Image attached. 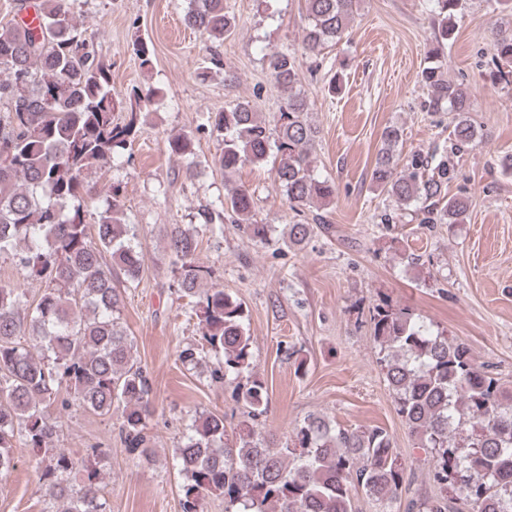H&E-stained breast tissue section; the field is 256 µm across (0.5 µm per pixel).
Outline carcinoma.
I'll list each match as a JSON object with an SVG mask.
<instances>
[{"label": "carcinoma", "instance_id": "1", "mask_svg": "<svg viewBox=\"0 0 512 512\" xmlns=\"http://www.w3.org/2000/svg\"><path fill=\"white\" fill-rule=\"evenodd\" d=\"M303 49L318 57L347 37L360 0H305ZM435 45L419 74L429 89L427 110L452 112L448 145L433 153L415 151L400 162L403 130L382 132L372 183L402 210L419 204L422 224H461L467 199L448 196L454 178L451 156L480 143L470 117L472 94L445 75L442 46L453 34L451 19L468 0H429ZM34 10L32 20L0 28V102L8 107L0 132V255L10 254L21 270L44 282L35 300L21 288L0 286V476L15 467L14 449L30 448L40 458V481L59 512H112L99 493V453L81 460L55 445L58 424L51 409L73 405L101 416L120 412L125 451L143 463L155 448L147 435L154 390L134 359V341L120 321L124 305L115 281L138 282L144 256L122 223L123 189L105 188L107 203L97 212L96 232L86 224L83 202L95 195L90 176L109 169L114 156L145 121L130 108L121 124L114 112L124 99L112 94V75L93 42L80 29L70 0H18L17 13ZM187 27L210 42V66L217 48L233 35L236 21L224 0H190ZM493 75L512 83V27L490 29ZM133 50L144 70L153 51L142 41ZM275 82L287 92L273 123L262 120L246 100L207 117L210 134L223 148L215 164L230 177L247 165L274 156V180L292 206L333 203L335 184L314 174L312 149L318 128L308 120L299 89L298 56H269ZM171 154H192L185 135L168 139ZM224 217L263 239L266 225L253 220L250 191L235 185L224 200ZM315 225H288V246L299 248ZM197 235L180 224L167 230V250L176 267L175 288L195 300L201 347L179 353L193 370L213 353L211 376L231 374L232 397L245 411L224 441V415L194 418L176 449L182 512H199L201 501L222 497L236 512H355L356 488L378 502L398 498L405 465L381 427L345 428L311 414L280 446L257 432L254 421L268 409V390L252 375L251 337L240 299L222 288H205L213 270L196 263ZM379 364L397 413L423 448L433 450L434 478L442 495L418 512H512V392L488 366L476 362L463 342L432 332L409 309L387 300L372 308ZM246 379H240V376Z\"/></svg>", "mask_w": 512, "mask_h": 512}]
</instances>
